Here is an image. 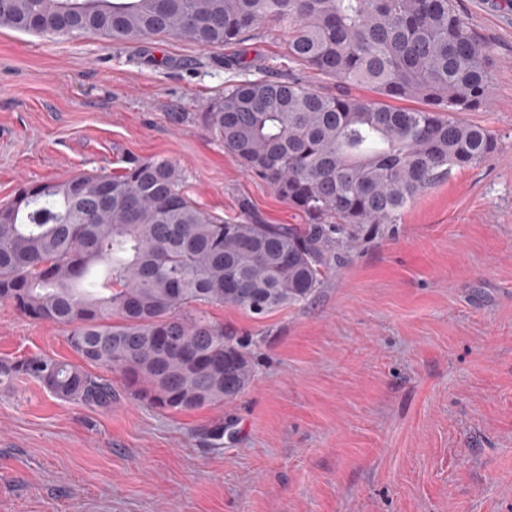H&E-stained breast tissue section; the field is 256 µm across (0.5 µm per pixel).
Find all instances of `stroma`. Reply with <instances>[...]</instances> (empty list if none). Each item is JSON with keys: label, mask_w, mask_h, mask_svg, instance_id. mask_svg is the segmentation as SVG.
Segmentation results:
<instances>
[{"label": "stroma", "mask_w": 512, "mask_h": 512, "mask_svg": "<svg viewBox=\"0 0 512 512\" xmlns=\"http://www.w3.org/2000/svg\"><path fill=\"white\" fill-rule=\"evenodd\" d=\"M491 51L498 148L363 229L307 303L255 319L235 399L160 412L112 373L110 408L0 382V512H512V0H456ZM288 33L240 45L43 38L0 28V205L19 187L165 158L225 218H302L202 120L245 56L276 75ZM66 328L0 302V361L79 363ZM223 425L221 445L207 432Z\"/></svg>", "instance_id": "obj_1"}]
</instances>
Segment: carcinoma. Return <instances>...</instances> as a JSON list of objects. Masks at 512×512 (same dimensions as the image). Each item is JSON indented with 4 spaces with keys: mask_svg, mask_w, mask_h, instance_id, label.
I'll return each mask as SVG.
<instances>
[{
    "mask_svg": "<svg viewBox=\"0 0 512 512\" xmlns=\"http://www.w3.org/2000/svg\"><path fill=\"white\" fill-rule=\"evenodd\" d=\"M269 24L288 29L286 74L241 63L204 119L305 223L226 219L188 196L168 159L22 186L0 206V302L68 327L84 365L24 357L0 362L1 379L110 408L112 379L90 365L160 410L232 400L253 379L251 354L206 307L262 318L304 303L358 229L395 223L436 181L496 151L461 118L486 107L492 81L490 48L454 0H0V28L47 38L223 46Z\"/></svg>",
    "mask_w": 512,
    "mask_h": 512,
    "instance_id": "cac0c4a2",
    "label": "carcinoma"
}]
</instances>
